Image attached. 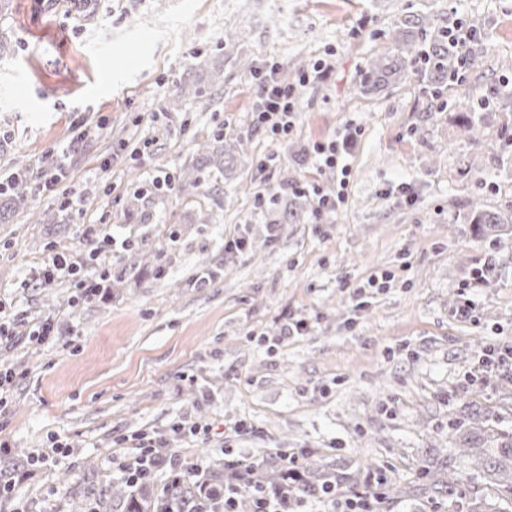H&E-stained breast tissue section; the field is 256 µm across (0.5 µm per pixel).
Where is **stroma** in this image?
I'll return each mask as SVG.
<instances>
[{"label":"stroma","mask_w":512,"mask_h":512,"mask_svg":"<svg viewBox=\"0 0 512 512\" xmlns=\"http://www.w3.org/2000/svg\"><path fill=\"white\" fill-rule=\"evenodd\" d=\"M408 11L475 24L488 49L449 82L443 111L417 73L378 97L357 87ZM232 28L250 30L244 47L225 43ZM0 36L15 45L0 60V176L29 172L28 205L53 217L31 224L20 210L0 223V319L13 331L0 361L17 374L0 443L12 458L53 455L15 473L8 512H70L141 434L164 437L179 469L305 448L356 490L373 473L416 480L426 457L447 453L466 401L512 428V398L466 377L482 343L512 342V237L491 240L466 219L475 201L512 208V0H8ZM300 63L325 74L296 85L287 142L249 133L255 69ZM185 82L208 109L169 110ZM496 87L508 96L484 115L488 151L464 121ZM350 123L360 133L345 204L275 223L259 195L339 181L294 144ZM218 141L248 164L178 186L197 145ZM63 151L71 201L40 188L46 156ZM164 176L175 189L141 220L132 200ZM202 211L211 223H196ZM242 231L255 248L225 253ZM128 240L147 261L166 250L167 277L145 270L86 294ZM94 248L77 277L42 276L47 254ZM487 263L488 283L466 288ZM382 272L387 287H367ZM466 296L469 318L457 312ZM288 316L309 331L275 341ZM47 322L50 338L31 339ZM186 419L204 432L175 434ZM241 420L252 433L233 432Z\"/></svg>","instance_id":"1"}]
</instances>
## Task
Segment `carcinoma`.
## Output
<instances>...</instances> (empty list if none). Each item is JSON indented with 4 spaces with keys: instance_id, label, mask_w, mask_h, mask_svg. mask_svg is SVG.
Listing matches in <instances>:
<instances>
[{
    "instance_id": "carcinoma-1",
    "label": "carcinoma",
    "mask_w": 512,
    "mask_h": 512,
    "mask_svg": "<svg viewBox=\"0 0 512 512\" xmlns=\"http://www.w3.org/2000/svg\"><path fill=\"white\" fill-rule=\"evenodd\" d=\"M391 50L371 57L361 71L359 90L363 94L379 93L406 82L412 76L411 63L418 60L428 74L433 100L431 109L441 111L448 106L444 99L446 81L456 77L461 65L476 66L480 55L470 51L463 55L448 41V28L442 26L436 16L405 12L388 28ZM185 100H192L202 109L209 108L211 101L195 85H181L170 101L175 110ZM491 100L478 102L468 117L473 141L481 147L494 149V145L483 140L481 122L476 114L488 109ZM209 152L196 162L183 168L180 180L195 186L212 172L224 171L234 163L245 164L242 156H228L223 145H201ZM6 187L0 191L3 201L0 210L10 213L23 204L27 197L25 173L9 176ZM288 205L277 211V224H296L313 210L304 192H293ZM470 223L482 233L499 231L512 225V210L472 205L468 213ZM139 261L132 259L117 265L107 273L105 280L118 283L138 274ZM466 420L452 427L458 434L454 454L429 458L422 465L414 485L384 484L382 499L399 502L406 494L415 493L427 500L452 498L461 487L471 490L467 501V512H512V430H504L493 424L489 412L476 403L467 405ZM326 480L344 486V477L333 473L306 469L302 471L301 489L305 494H319ZM224 470L200 471L183 468L171 474L159 484L155 477L144 478L138 483L126 479L108 480L97 488L90 500L77 501L73 512H224Z\"/></svg>"
}]
</instances>
